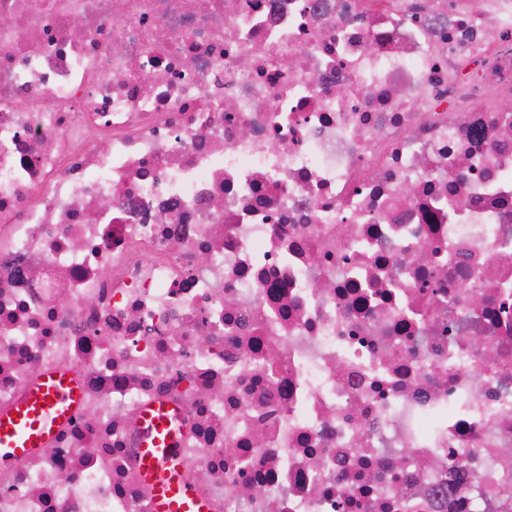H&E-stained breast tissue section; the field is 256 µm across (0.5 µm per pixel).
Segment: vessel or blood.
Segmentation results:
<instances>
[{
	"label": "vessel or blood",
	"instance_id": "1",
	"mask_svg": "<svg viewBox=\"0 0 512 512\" xmlns=\"http://www.w3.org/2000/svg\"><path fill=\"white\" fill-rule=\"evenodd\" d=\"M79 400L80 390L71 377L56 371L46 373L10 410L0 413V465L42 447L67 421ZM180 441L168 406L147 409L138 473L152 489L153 512H210L207 502L187 486L174 464Z\"/></svg>",
	"mask_w": 512,
	"mask_h": 512
}]
</instances>
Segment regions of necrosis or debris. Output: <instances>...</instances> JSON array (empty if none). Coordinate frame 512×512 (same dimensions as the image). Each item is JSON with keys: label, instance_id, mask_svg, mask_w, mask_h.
I'll list each match as a JSON object with an SVG mask.
<instances>
[{"label": "necrosis or debris", "instance_id": "1", "mask_svg": "<svg viewBox=\"0 0 512 512\" xmlns=\"http://www.w3.org/2000/svg\"><path fill=\"white\" fill-rule=\"evenodd\" d=\"M512 0H0V512H512ZM79 400L80 390L71 377L46 373L10 410L0 413V465L42 447ZM171 407L156 404L143 417L138 473L153 493V512H209L207 502L187 486L174 465L181 437L172 427Z\"/></svg>", "mask_w": 512, "mask_h": 512}]
</instances>
